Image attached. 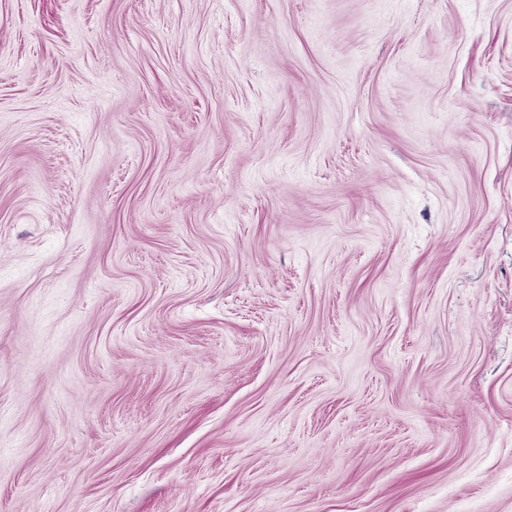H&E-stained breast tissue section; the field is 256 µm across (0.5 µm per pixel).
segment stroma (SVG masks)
I'll list each match as a JSON object with an SVG mask.
<instances>
[{
  "instance_id": "obj_1",
  "label": "stroma",
  "mask_w": 512,
  "mask_h": 512,
  "mask_svg": "<svg viewBox=\"0 0 512 512\" xmlns=\"http://www.w3.org/2000/svg\"><path fill=\"white\" fill-rule=\"evenodd\" d=\"M0 512H512V0H0Z\"/></svg>"
}]
</instances>
